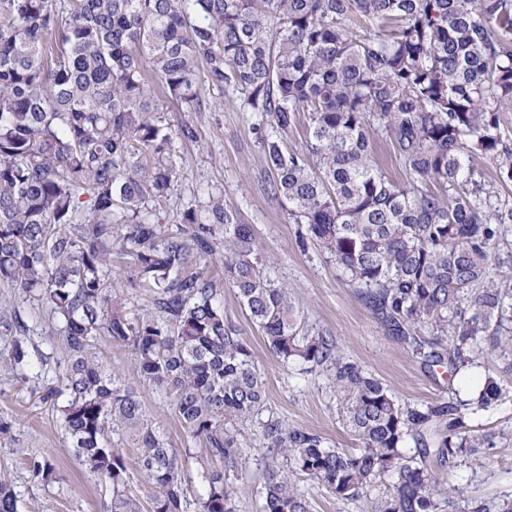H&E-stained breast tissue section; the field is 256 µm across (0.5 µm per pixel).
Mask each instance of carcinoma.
Returning a JSON list of instances; mask_svg holds the SVG:
<instances>
[{
  "instance_id": "carcinoma-1",
  "label": "carcinoma",
  "mask_w": 512,
  "mask_h": 512,
  "mask_svg": "<svg viewBox=\"0 0 512 512\" xmlns=\"http://www.w3.org/2000/svg\"><path fill=\"white\" fill-rule=\"evenodd\" d=\"M53 2L0 0V284L48 320L63 367L5 299L3 366L24 380L37 370L44 399L62 400L77 459L110 490L105 512H142L112 447L117 429L132 436L151 512H187L190 487L185 459L137 391L94 352L102 336L131 351L198 443L197 512H235L226 476L238 472L241 425L261 415L266 392L249 342L224 317L226 288L282 363L332 372L362 444L350 453L269 416L261 512H311L297 472L344 499L393 472L372 512H439L461 496L427 461L493 448L496 434H466L451 398L399 400L333 338L300 333L288 289L266 276L268 256L223 190L207 188L176 229L162 222L157 210L178 187L174 138L196 132L158 116L149 79L193 106L202 66L209 84L265 116L256 135L267 190L424 365L454 377L487 342L512 367V281L493 268L512 235L501 195L512 144L500 121L512 112V0H69L62 25ZM362 20L377 31H354ZM301 125L305 144L290 150ZM378 139L407 181L373 160ZM475 156L493 162L496 180ZM115 249L127 258L120 287L148 290L150 310L118 307ZM502 392L487 376L477 408ZM0 512H17L3 482Z\"/></svg>"
}]
</instances>
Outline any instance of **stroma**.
<instances>
[{
    "mask_svg": "<svg viewBox=\"0 0 512 512\" xmlns=\"http://www.w3.org/2000/svg\"><path fill=\"white\" fill-rule=\"evenodd\" d=\"M152 91L166 122L174 127L190 125L198 135L193 142L173 143L180 186L163 207L167 223H176L184 208L201 201L204 185L223 188L227 203L238 211L241 223L250 225L257 245L268 255V275L287 288L302 329L331 336L344 353L402 401L440 400L450 390H463L466 378L478 379L486 370L499 367L498 353L485 346L479 349L478 363L469 377L452 378L425 367L407 342L387 330L335 262L320 251L305 225L289 220L280 202L266 191L268 173L255 134L260 117L244 110L238 94L204 83L199 88V106L190 108L171 100L160 86ZM224 314L251 345L265 380L268 411L286 426L315 432L331 446L358 451L361 443L345 424L328 374H304L298 367L283 366L229 289L224 292ZM96 349L113 372L137 389L146 413L172 446L193 447L170 398L140 383L130 351L105 337L98 340ZM500 379L504 389L500 400L466 417L469 429L498 433L495 447L460 458L451 466L430 464L440 479L463 489L470 505H485L489 512H500L504 502L512 501V372L501 374ZM0 420L12 426L10 439L0 443V482L12 487L18 512H104L110 493L76 460L55 412L42 398L40 383L22 382L0 367ZM245 431L244 462L237 476L230 478L229 491L237 512H260L266 447L258 425L246 426ZM32 457L52 460V480L32 475L27 465ZM294 480L309 498L312 512H371L372 500L392 477L382 475L379 484L354 499L337 498L304 475H295Z\"/></svg>",
    "mask_w": 512,
    "mask_h": 512,
    "instance_id": "stroma-1",
    "label": "stroma"
}]
</instances>
